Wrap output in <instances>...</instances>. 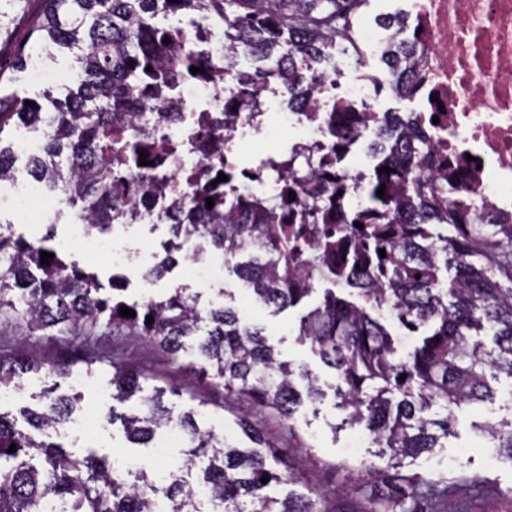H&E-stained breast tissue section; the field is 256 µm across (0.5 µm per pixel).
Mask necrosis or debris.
I'll return each mask as SVG.
<instances>
[{"instance_id": "necrosis-or-debris-1", "label": "necrosis or debris", "mask_w": 512, "mask_h": 512, "mask_svg": "<svg viewBox=\"0 0 512 512\" xmlns=\"http://www.w3.org/2000/svg\"><path fill=\"white\" fill-rule=\"evenodd\" d=\"M407 13L419 49L410 75L419 102L417 126L433 145L430 175L447 182L450 200L470 217L512 220V0H409ZM335 81V70H328L313 102L283 114L285 124L298 133L296 146L320 148L328 158L338 141L358 144L381 118L379 112L355 108L376 83L375 75L362 74L343 96L323 100L322 92ZM224 101L231 106L225 114L215 109ZM169 103L178 119L156 135L167 181L152 187L146 178L149 166L139 165L135 177L114 187L116 196L132 203L137 223L154 224L159 215L178 212L190 192L186 170L209 168L211 160L194 134L202 121L223 127L227 202H235L243 187L259 196L279 193L285 172L270 171L262 163L241 169L235 163L244 143L261 141L266 134L268 96L254 100L238 86L218 90L208 79L191 76L180 82ZM70 232L78 251L111 263L131 259L128 250L113 247L85 219H77Z\"/></svg>"}]
</instances>
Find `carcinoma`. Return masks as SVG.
Listing matches in <instances>:
<instances>
[{"instance_id": "1", "label": "carcinoma", "mask_w": 512, "mask_h": 512, "mask_svg": "<svg viewBox=\"0 0 512 512\" xmlns=\"http://www.w3.org/2000/svg\"><path fill=\"white\" fill-rule=\"evenodd\" d=\"M38 2L28 36L17 48L16 70L33 57L68 52L75 80L51 108L16 93L0 94V183L16 179L12 128L36 134L27 174L62 196L69 208L104 234L124 223L128 207L112 196V177L156 149V99L191 74L218 84L245 76L236 59H252L251 85L278 83L288 105L313 96L327 61L340 41L353 37L355 15L369 0H0V38L10 33L19 11ZM180 14L224 26V60L201 48L173 52L178 27L156 23ZM170 42L163 43V38ZM414 48L391 41L381 58L387 83L410 96L406 70ZM152 70H147V67ZM370 145L377 163L351 183L308 155L274 154L270 166L289 172L295 200L239 196V217L226 212L225 193L203 171L186 178L197 185L187 206L189 223L170 235L164 257L142 273L152 284L177 263L190 245L224 253L233 271L257 299L278 314L298 305L317 281L336 283L337 268L379 267L382 274L350 284L359 302L326 288L322 301L298 326L296 340L309 346L336 377L339 407L395 462L356 470L366 480L358 497L332 509L319 508L304 492L276 494L294 483L280 448L250 422L261 408L291 420L303 399L324 396L318 378L304 366L280 359L278 344L262 328L245 322L230 306L201 304V294L174 286L163 296L127 302L112 282L103 294L97 277L64 259L50 246L54 233L28 241L0 225V323L64 336L65 351L43 355L25 345L0 346V388L19 387L27 374L46 386L20 410L26 427L0 413V512H432L453 483L425 480L403 460L442 447L453 433L455 410L492 397L490 381L512 379V224L471 223L448 205V184L425 175L430 142L417 134L414 115L386 117ZM384 166L392 172H379ZM386 186L383 197L377 196ZM359 192L363 209L351 211L345 195ZM214 201L207 208L206 199ZM360 222L364 227L358 228ZM308 225L323 264L301 272L298 229ZM386 256H379V250ZM54 254L41 263V252ZM455 276L443 280L441 267ZM136 313L124 317L119 308ZM391 310L409 330L430 332L397 355L381 311ZM153 323H147V317ZM150 341L167 357L191 358L199 376L224 389V401L245 405L237 424L250 445L240 447L200 426L199 410L175 415L155 383L128 360L111 362L112 400L137 398L126 413L109 408L106 419L121 423L127 440L147 448L156 435L180 428L188 448L181 469L162 478L147 468L122 469L93 448L45 441L60 433L78 410V397L61 391L76 367L98 371L102 358L80 348L100 329ZM491 335L492 345L480 339ZM405 379H400V376ZM477 430L512 458V419L484 422ZM16 451L10 453V446ZM199 468L207 493L199 499L187 477ZM268 482L262 483V477Z\"/></svg>"}]
</instances>
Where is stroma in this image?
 <instances>
[{"label":"stroma","instance_id":"stroma-1","mask_svg":"<svg viewBox=\"0 0 512 512\" xmlns=\"http://www.w3.org/2000/svg\"><path fill=\"white\" fill-rule=\"evenodd\" d=\"M70 222L69 210L61 209L55 219V245L68 259L77 260L82 268L96 272L103 285H110L113 275L123 276L125 296L130 300L137 299L145 292L162 295L175 285L201 292L203 302L234 307L247 323L264 328L266 334L277 340L284 359L308 366L327 392L321 403L303 404L290 423L260 409L253 410L251 420L282 448L292 472L300 479L312 483L327 505L332 506L336 501L354 497L352 477L338 470L337 465L345 461L351 467H359L361 462L373 460L377 448L367 439L356 442L355 429L342 425L343 414L335 408L334 397L330 393L335 384L333 373L307 346L296 341L299 319L317 304L318 295H311L298 306L273 315L254 299L229 267L224 269L216 282L204 287L190 279L181 265L149 286L142 281L141 274L153 266L162 253L161 244L169 237L165 225L115 227L114 238L132 251L130 263L116 268L103 258L76 251L70 241ZM88 347L105 359L131 360L147 373L165 378L173 390L166 393L164 402L174 412H181L190 406L189 400L182 394L183 389H198L207 401L204 427L225 435L229 440L243 441L244 436L236 424V405L225 404L223 389L202 385L186 360H171L151 343L122 335L95 337L89 341ZM493 388L495 396L492 401L466 405L458 411L456 435L449 438L445 447L435 449L430 454H422L409 465L411 471L427 479L444 476L473 480V487L466 491L450 492L447 499L439 504L437 512H461V506L466 502L471 504V512H512V458L501 449L493 447L476 429L477 424L488 420L512 418V380L500 377L494 381ZM62 389L80 394L83 411L96 412L99 417L95 433L85 436L83 445L113 456L132 459L138 465H147L160 472L166 471L171 462L181 461L180 447L170 448L165 457H156L153 449L129 447L120 426L104 421L103 416L112 403L108 368H100L82 386L76 385L73 379H66ZM300 438L314 446V453L308 454L297 448L296 441Z\"/></svg>","mask_w":512,"mask_h":512}]
</instances>
